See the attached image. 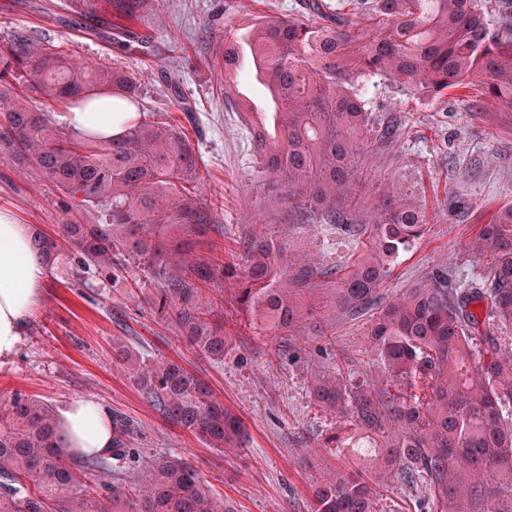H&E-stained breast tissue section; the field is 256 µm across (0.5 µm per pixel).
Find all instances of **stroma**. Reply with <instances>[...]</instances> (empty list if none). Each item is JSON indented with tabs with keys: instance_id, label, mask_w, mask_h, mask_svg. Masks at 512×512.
<instances>
[{
	"instance_id": "obj_1",
	"label": "stroma",
	"mask_w": 512,
	"mask_h": 512,
	"mask_svg": "<svg viewBox=\"0 0 512 512\" xmlns=\"http://www.w3.org/2000/svg\"><path fill=\"white\" fill-rule=\"evenodd\" d=\"M300 0H148L135 27L147 49L118 42L113 11L99 4L85 15L86 0H0V45L17 39L53 44L85 62L124 69L140 85L139 109L168 113L194 148L198 168L193 191L211 211V223L171 224L159 238L170 262L166 274L195 280L207 267L209 244L224 246L223 279L204 296L223 325L224 360L187 350L175 328L155 319L138 301L144 281L134 276L49 279L32 311L18 355L0 363V401L20 392L62 408L76 398L105 404L113 419L133 425L131 448L147 457L184 456L213 495L234 512H312V489L342 468V449L330 435L350 429L317 407L310 384L336 370L373 378L367 331L378 306L408 288L429 282L433 271L479 276L485 257L470 244L499 208L512 204V124L495 112L481 87L431 94L375 76L359 85L373 122L398 118L391 141L371 145L367 174L354 194L352 215L368 223L387 186L413 192L425 206L426 233L390 263L375 307L352 315L337 309L333 282L300 290L296 331L271 335L256 312L237 300L239 243L263 230L287 254L323 267L348 268L361 237L332 224L302 223L282 200L284 187L258 163L245 101L266 98L250 67L224 74L228 37L247 34L261 16L296 14ZM188 48L185 64L173 44ZM53 186L0 156V206L16 210L33 229L54 234L59 216ZM152 359H175L198 374L240 432L223 450L206 447L150 407L112 361L113 341Z\"/></svg>"
}]
</instances>
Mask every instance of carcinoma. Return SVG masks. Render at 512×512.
<instances>
[{"mask_svg": "<svg viewBox=\"0 0 512 512\" xmlns=\"http://www.w3.org/2000/svg\"><path fill=\"white\" fill-rule=\"evenodd\" d=\"M148 0H105L126 25ZM366 18L353 28L303 0L293 16L264 18L247 34L254 69L276 111L252 118L262 171L287 189L288 207L306 224H337L353 237L352 194L364 179L371 117L358 94L366 77L386 76L441 95L484 86L501 114H512V14L503 0H352ZM501 21L488 23V12ZM239 41L224 47V72L238 70ZM110 92L116 111L138 106L136 81L103 62L78 63L49 44L19 39L0 47V154L58 189V234L36 232L40 253L61 276L115 278L166 264L156 246L165 224H208L189 190L196 159L187 135L143 117L110 142L57 124L29 101L83 105ZM416 199L382 194L365 253L339 278L336 307L360 314L386 276V263L425 231ZM472 250L490 257L482 277L448 283L441 273L381 308L369 329L374 380L341 373L312 383L316 404L352 426L357 468L317 484L314 512H383L389 485L429 486L431 512H512V352L497 332L512 330V205L481 229ZM200 282L224 273V247L213 245ZM239 303L286 330L295 305L284 280L305 288L334 271L288 263L279 244L257 232L241 243ZM203 289L180 278L142 290L146 307L173 323L187 349L224 361V328L202 305ZM113 358L162 416L208 448L236 431L207 385L176 360L150 361L122 344ZM128 426L105 457L74 460L57 451L54 408L16 392L0 403V512H232L175 453L142 461L127 447Z\"/></svg>", "mask_w": 512, "mask_h": 512, "instance_id": "cac0c4a2", "label": "carcinoma"}]
</instances>
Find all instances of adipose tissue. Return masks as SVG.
<instances>
[{"label":"adipose tissue","instance_id":"ef3b65f1","mask_svg":"<svg viewBox=\"0 0 512 512\" xmlns=\"http://www.w3.org/2000/svg\"><path fill=\"white\" fill-rule=\"evenodd\" d=\"M128 113L116 112L102 99L66 115L70 128L109 140L125 131ZM35 234L17 213L0 207V362L12 360L21 348L26 321L39 304L50 276L35 245ZM59 451L69 457L103 455L112 447L110 413L102 403L79 398L58 414Z\"/></svg>","mask_w":512,"mask_h":512}]
</instances>
